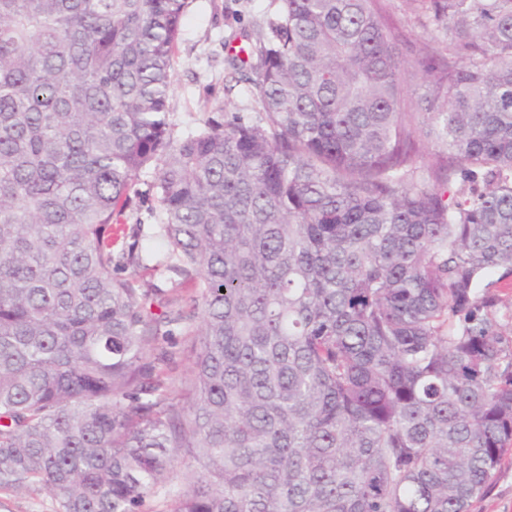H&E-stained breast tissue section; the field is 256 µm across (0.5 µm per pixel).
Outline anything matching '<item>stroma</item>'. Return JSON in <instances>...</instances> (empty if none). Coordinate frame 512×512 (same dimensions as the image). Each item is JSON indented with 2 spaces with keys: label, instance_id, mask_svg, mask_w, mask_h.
<instances>
[{
  "label": "stroma",
  "instance_id": "obj_1",
  "mask_svg": "<svg viewBox=\"0 0 512 512\" xmlns=\"http://www.w3.org/2000/svg\"><path fill=\"white\" fill-rule=\"evenodd\" d=\"M277 8L278 0H188L168 97L169 121L176 133L199 128L220 110L250 123L260 122L263 108L256 87L233 74L227 60L240 54L248 37L269 35ZM159 214L153 196L148 195L135 200L122 217L124 224L141 227L144 266L137 271V284L176 291L187 305L198 298V289L174 272L156 270L160 255L147 249ZM471 512H512V455L504 458L488 491L474 502Z\"/></svg>",
  "mask_w": 512,
  "mask_h": 512
}]
</instances>
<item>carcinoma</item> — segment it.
Wrapping results in <instances>:
<instances>
[{"label": "carcinoma", "mask_w": 512, "mask_h": 512, "mask_svg": "<svg viewBox=\"0 0 512 512\" xmlns=\"http://www.w3.org/2000/svg\"><path fill=\"white\" fill-rule=\"evenodd\" d=\"M278 2L265 124L177 134L187 0H0V492L140 512L180 465L168 512H470L512 452V0H401L418 71L394 0ZM148 174L197 312L125 275ZM196 318L177 389L148 337ZM390 26L393 31L404 35L409 41L406 51L407 59L414 61L421 57L420 52L423 43L427 42L423 30L415 22L413 17L403 11H395L390 18Z\"/></svg>", "instance_id": "carcinoma-1"}]
</instances>
